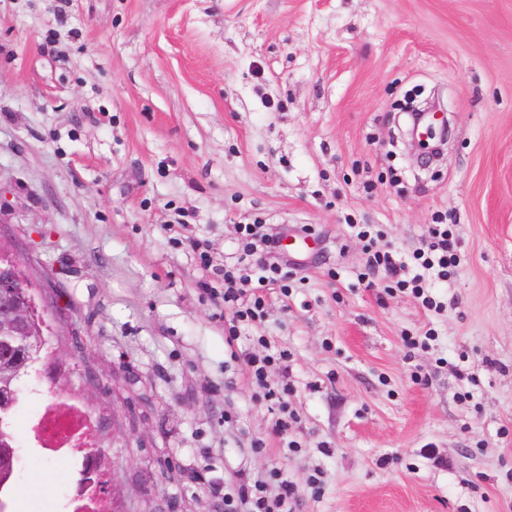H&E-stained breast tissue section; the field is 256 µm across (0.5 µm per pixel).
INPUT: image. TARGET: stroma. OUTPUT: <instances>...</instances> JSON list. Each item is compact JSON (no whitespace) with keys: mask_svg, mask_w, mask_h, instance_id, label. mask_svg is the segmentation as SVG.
<instances>
[{"mask_svg":"<svg viewBox=\"0 0 512 512\" xmlns=\"http://www.w3.org/2000/svg\"><path fill=\"white\" fill-rule=\"evenodd\" d=\"M412 94L447 113L426 163ZM441 218L440 310L359 282L352 225L410 255ZM242 224L287 275L230 349ZM0 235L55 328L17 512H69L80 479L29 428L50 394L92 413L122 512H224L275 468L292 512H512V0H0ZM264 347L283 438L230 356Z\"/></svg>","mask_w":512,"mask_h":512,"instance_id":"1","label":"stroma"}]
</instances>
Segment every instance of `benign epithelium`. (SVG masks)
I'll return each instance as SVG.
<instances>
[{
    "label": "benign epithelium",
    "instance_id": "7a95c632",
    "mask_svg": "<svg viewBox=\"0 0 512 512\" xmlns=\"http://www.w3.org/2000/svg\"><path fill=\"white\" fill-rule=\"evenodd\" d=\"M406 112L414 117L406 135L410 143L419 145L423 139H439L435 153H440L446 142L448 120L440 104L430 101L410 106ZM0 335L12 341H0V363L21 371L30 361L36 360L53 328L44 316L34 295L32 279L23 267L13 248L0 237ZM82 488H102L97 463L89 461L82 471Z\"/></svg>",
    "mask_w": 512,
    "mask_h": 512
}]
</instances>
